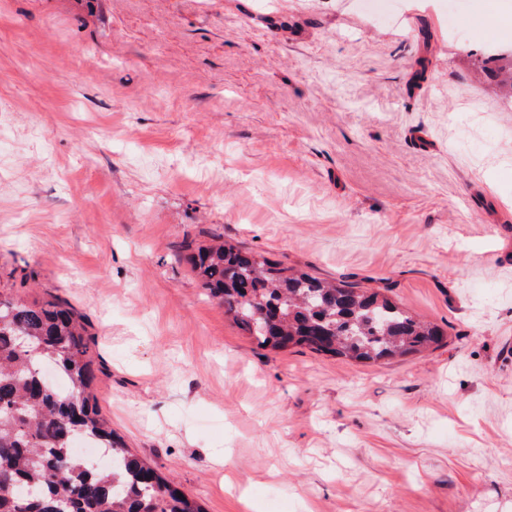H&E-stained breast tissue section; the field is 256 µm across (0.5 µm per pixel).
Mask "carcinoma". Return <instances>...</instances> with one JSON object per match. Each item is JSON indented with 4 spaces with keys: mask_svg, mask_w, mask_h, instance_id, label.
<instances>
[{
    "mask_svg": "<svg viewBox=\"0 0 512 512\" xmlns=\"http://www.w3.org/2000/svg\"><path fill=\"white\" fill-rule=\"evenodd\" d=\"M483 72L512 103V56L488 57ZM186 249L201 286L264 347L376 363L444 341L440 328L357 283L329 282L222 241ZM88 350L84 318L67 300L0 291V512H204L112 431L90 392ZM44 360L66 379V393L47 386ZM80 437L107 449L112 468L77 456Z\"/></svg>",
    "mask_w": 512,
    "mask_h": 512,
    "instance_id": "carcinoma-1",
    "label": "carcinoma"
}]
</instances>
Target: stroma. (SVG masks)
Returning a JSON list of instances; mask_svg holds the SVG:
<instances>
[{
	"label": "stroma",
	"instance_id": "stroma-1",
	"mask_svg": "<svg viewBox=\"0 0 512 512\" xmlns=\"http://www.w3.org/2000/svg\"><path fill=\"white\" fill-rule=\"evenodd\" d=\"M0 0V287L84 317L91 391L205 512H512V0ZM388 289L447 334L275 351L214 237ZM490 64L492 66H488ZM483 72L496 81L502 97L512 103V56L488 57Z\"/></svg>",
	"mask_w": 512,
	"mask_h": 512
}]
</instances>
